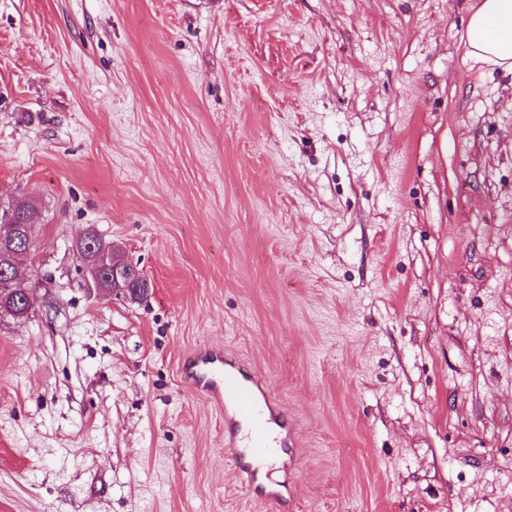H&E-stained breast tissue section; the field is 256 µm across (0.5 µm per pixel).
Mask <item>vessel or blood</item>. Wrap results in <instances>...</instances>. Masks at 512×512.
<instances>
[{"label": "vessel or blood", "instance_id": "b4317fda", "mask_svg": "<svg viewBox=\"0 0 512 512\" xmlns=\"http://www.w3.org/2000/svg\"><path fill=\"white\" fill-rule=\"evenodd\" d=\"M185 373L193 388L223 405L225 424H242L241 444L251 460L278 462L287 420L266 381L246 361L204 346L186 358Z\"/></svg>", "mask_w": 512, "mask_h": 512}]
</instances>
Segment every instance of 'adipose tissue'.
Instances as JSON below:
<instances>
[{
    "label": "adipose tissue",
    "mask_w": 512,
    "mask_h": 512,
    "mask_svg": "<svg viewBox=\"0 0 512 512\" xmlns=\"http://www.w3.org/2000/svg\"><path fill=\"white\" fill-rule=\"evenodd\" d=\"M469 54L512 71V0H479L466 28Z\"/></svg>",
    "instance_id": "ef3b65f1"
}]
</instances>
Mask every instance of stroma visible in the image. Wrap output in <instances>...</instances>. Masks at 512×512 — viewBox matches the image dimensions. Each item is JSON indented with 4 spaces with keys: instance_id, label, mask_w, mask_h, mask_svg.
Segmentation results:
<instances>
[{
    "instance_id": "1",
    "label": "stroma",
    "mask_w": 512,
    "mask_h": 512,
    "mask_svg": "<svg viewBox=\"0 0 512 512\" xmlns=\"http://www.w3.org/2000/svg\"><path fill=\"white\" fill-rule=\"evenodd\" d=\"M477 0H0V512H267L200 345L287 413V512H512V72ZM92 227L151 284L88 288ZM472 9L466 41L469 54L512 71V0H480ZM1 263V259H0ZM11 266H7L4 263L0 264V288L4 290L5 288L9 289L13 288L10 292H1L0 290V316L2 314L9 315L11 317H24L20 314H24V309L27 304L22 306V296L21 294L26 288H29L28 283L19 284L16 288L14 286L19 282L23 281L21 277V270L19 269V274L13 270L14 262L10 261ZM31 288L25 290V302L28 301L29 296L31 294ZM28 308V305H27Z\"/></svg>"
}]
</instances>
